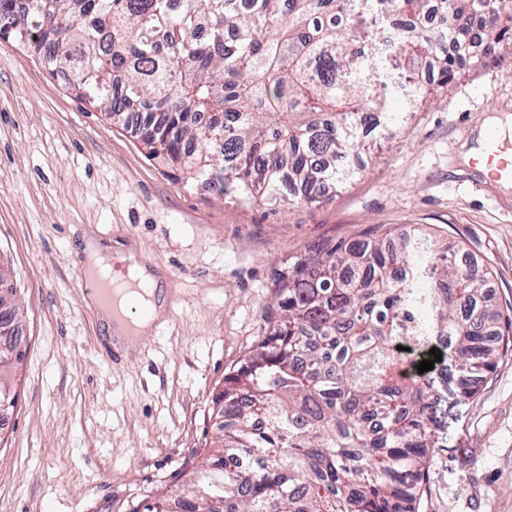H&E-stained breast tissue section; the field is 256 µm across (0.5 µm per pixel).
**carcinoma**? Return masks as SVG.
Masks as SVG:
<instances>
[{
  "label": "carcinoma",
  "mask_w": 512,
  "mask_h": 512,
  "mask_svg": "<svg viewBox=\"0 0 512 512\" xmlns=\"http://www.w3.org/2000/svg\"><path fill=\"white\" fill-rule=\"evenodd\" d=\"M0 0V38L38 50L76 96L136 127L201 186L265 206L342 187L362 132L416 83L388 84L381 43L402 72L424 63L445 89L461 64L512 58V0ZM499 44L506 54L478 57ZM487 273L425 239L325 243L278 274L267 331L214 399L216 451L170 497L132 512H415L441 394L417 370L442 336L469 399L495 367L498 314ZM406 340L409 350L396 352ZM21 351L0 350V393L18 399Z\"/></svg>",
  "instance_id": "carcinoma-1"
}]
</instances>
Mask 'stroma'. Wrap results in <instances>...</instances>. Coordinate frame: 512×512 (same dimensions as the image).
Returning <instances> with one entry per match:
<instances>
[{
    "instance_id": "stroma-1",
    "label": "stroma",
    "mask_w": 512,
    "mask_h": 512,
    "mask_svg": "<svg viewBox=\"0 0 512 512\" xmlns=\"http://www.w3.org/2000/svg\"><path fill=\"white\" fill-rule=\"evenodd\" d=\"M512 118V61L465 70L448 92L370 135L365 172L326 203L252 208L148 157L134 127L0 39V266L25 353L0 420V512H132L211 452V398L266 330L286 261L380 226L419 229L489 274L512 318V188L462 159ZM157 269L154 330L112 362V332L80 286L86 239ZM418 512H512V345L478 394L447 396Z\"/></svg>"
}]
</instances>
